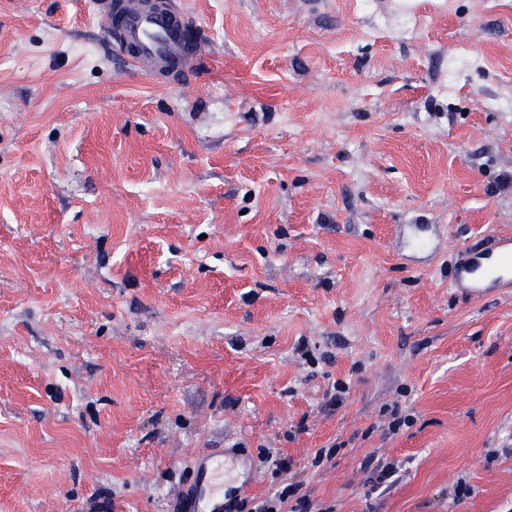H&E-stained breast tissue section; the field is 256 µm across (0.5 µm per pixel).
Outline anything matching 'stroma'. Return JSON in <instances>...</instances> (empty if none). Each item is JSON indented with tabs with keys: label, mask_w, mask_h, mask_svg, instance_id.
Instances as JSON below:
<instances>
[{
	"label": "stroma",
	"mask_w": 512,
	"mask_h": 512,
	"mask_svg": "<svg viewBox=\"0 0 512 512\" xmlns=\"http://www.w3.org/2000/svg\"><path fill=\"white\" fill-rule=\"evenodd\" d=\"M87 2L0 0V512H512V0H184L198 92ZM494 241L492 251H470L461 259L454 282L468 297L512 288V235L496 236ZM209 468L206 467L205 473L195 486L190 489V499L193 507L190 512H241L240 509L247 505L246 501L239 504L236 500L234 504H228L224 507V497L220 494L216 487H211ZM203 504V507H202ZM299 486L296 484L288 485L282 491L275 494L273 498H267L251 505L248 512H281L277 510L278 504H284L287 499L298 494Z\"/></svg>",
	"instance_id": "1"
}]
</instances>
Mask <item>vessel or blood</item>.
<instances>
[{"label": "vessel or blood", "mask_w": 512, "mask_h": 512, "mask_svg": "<svg viewBox=\"0 0 512 512\" xmlns=\"http://www.w3.org/2000/svg\"><path fill=\"white\" fill-rule=\"evenodd\" d=\"M115 55L153 76H171L187 87L196 83L195 62L208 47L180 0H95ZM455 283L466 296L482 297L512 288V235L495 239L492 251L462 258ZM191 512H223L224 497L202 476L190 491Z\"/></svg>", "instance_id": "1"}]
</instances>
